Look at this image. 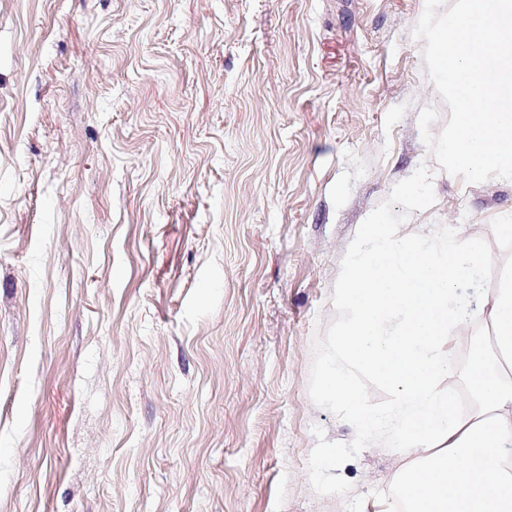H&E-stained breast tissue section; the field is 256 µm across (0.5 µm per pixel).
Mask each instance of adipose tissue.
Wrapping results in <instances>:
<instances>
[{"mask_svg": "<svg viewBox=\"0 0 512 512\" xmlns=\"http://www.w3.org/2000/svg\"><path fill=\"white\" fill-rule=\"evenodd\" d=\"M495 262L455 234L432 248L395 237L375 216L348 253L315 396L335 405L355 444L404 457L383 512H512V263L481 302L453 299ZM472 323L481 334L462 368L450 343ZM455 376L473 394L468 409L448 392ZM371 384L388 391L385 405L368 404Z\"/></svg>", "mask_w": 512, "mask_h": 512, "instance_id": "ef3b65f1", "label": "adipose tissue"}]
</instances>
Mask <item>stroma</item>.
I'll list each match as a JSON object with an SVG mask.
<instances>
[{"label": "stroma", "mask_w": 512, "mask_h": 512, "mask_svg": "<svg viewBox=\"0 0 512 512\" xmlns=\"http://www.w3.org/2000/svg\"><path fill=\"white\" fill-rule=\"evenodd\" d=\"M425 0H0V512H371L315 383L373 215L512 241L441 170ZM421 186L428 200L406 203ZM336 451L330 478L317 451Z\"/></svg>", "instance_id": "35a3bbf8"}]
</instances>
